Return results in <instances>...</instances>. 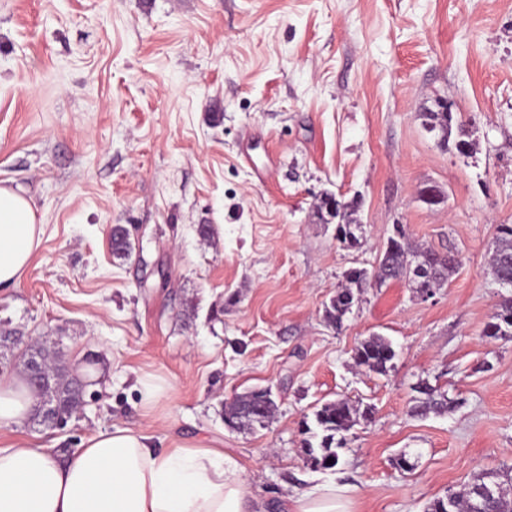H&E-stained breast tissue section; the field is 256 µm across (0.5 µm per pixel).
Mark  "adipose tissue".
I'll return each instance as SVG.
<instances>
[{"instance_id": "ef3b65f1", "label": "adipose tissue", "mask_w": 512, "mask_h": 512, "mask_svg": "<svg viewBox=\"0 0 512 512\" xmlns=\"http://www.w3.org/2000/svg\"><path fill=\"white\" fill-rule=\"evenodd\" d=\"M30 199L0 186V288L17 284L40 245ZM37 401L21 374L0 376V428L21 426ZM231 456L215 448L153 447L117 428L88 437L65 461L38 444L0 448V512H257ZM285 512H352L333 485H314Z\"/></svg>"}]
</instances>
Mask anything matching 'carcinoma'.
<instances>
[{"label":"carcinoma","mask_w":512,"mask_h":512,"mask_svg":"<svg viewBox=\"0 0 512 512\" xmlns=\"http://www.w3.org/2000/svg\"><path fill=\"white\" fill-rule=\"evenodd\" d=\"M429 130L444 134L445 143H454L456 150L467 153L470 142L466 140L468 130L452 112H429L426 114ZM359 202L355 199L338 200L333 217L338 219V228L342 231L339 240L354 247L359 242L362 224L357 219ZM403 225H394L393 235L387 240L385 249L379 254L378 267L373 270L353 268L346 273L349 286L336 292L325 308V320L335 328H340L343 318L349 312L355 295L352 288L364 287L370 280L380 283L391 280L409 279L414 287L421 290L439 287L447 282L458 263V255L450 251L440 253L431 247H419L408 250L404 246ZM132 245L121 234L112 235L113 255L122 259L131 254ZM421 261L431 269V276L424 280L412 276L416 262ZM491 265L496 279L512 286V224H500L494 241ZM512 330V296L498 305L497 311L487 323L484 335L489 338L505 336ZM357 363L370 372L385 374L391 368L395 351L391 343L382 336H371L358 343L354 350ZM418 393L413 399L409 414L425 417L429 413L444 414L456 407V402L447 394L426 381H420L414 387ZM264 390L252 389L239 394L224 406V424L230 429H255L264 427L276 408L273 399L263 397ZM48 398L58 410L71 414L79 405V394L73 381L68 378L54 377L50 380ZM370 409L359 411L347 398H338L323 404L314 412L315 422L322 432L318 446L305 442L304 455L310 465L329 469L337 465L339 457L336 449L345 445L347 433L357 424L358 419L367 417ZM512 482V470L506 473H480L473 478L467 488L461 492H450L444 497H436L425 506V512H439V506L450 502V512H512V497L503 488V482ZM482 488L491 490V494L480 499L477 493Z\"/></svg>","instance_id":"obj_1"}]
</instances>
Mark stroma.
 I'll use <instances>...</instances> for the list:
<instances>
[{
	"label": "stroma",
	"mask_w": 512,
	"mask_h": 512,
	"mask_svg": "<svg viewBox=\"0 0 512 512\" xmlns=\"http://www.w3.org/2000/svg\"><path fill=\"white\" fill-rule=\"evenodd\" d=\"M444 103L471 154L425 127ZM0 185L41 228L0 288V331L61 341L98 393L64 428L0 429V447L65 458L141 428L232 455L261 512L318 483L347 487L353 512H423L512 468V337L483 334L512 224V0H0ZM427 186L442 202L421 201ZM326 192L359 200V247L323 221ZM116 224L130 258L112 253ZM397 224L459 266L426 301L367 284L329 326L346 271L371 268ZM372 335L396 352L383 375L354 360ZM143 378L163 385L148 406ZM422 380L457 408L409 416ZM256 387L268 426L229 430L225 403ZM341 397L371 416L313 469L302 424ZM491 265L496 279L512 286V224L498 225Z\"/></svg>",
	"instance_id": "obj_1"
}]
</instances>
